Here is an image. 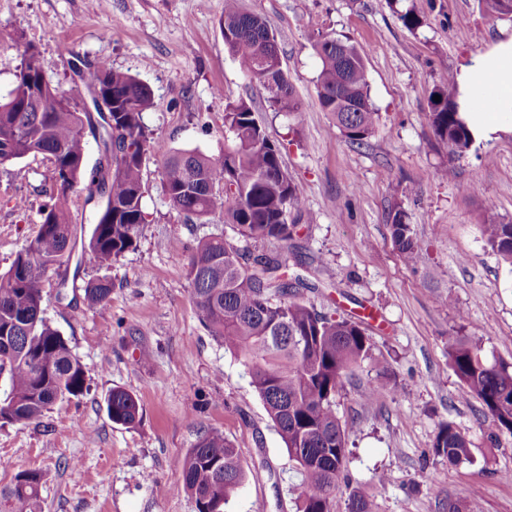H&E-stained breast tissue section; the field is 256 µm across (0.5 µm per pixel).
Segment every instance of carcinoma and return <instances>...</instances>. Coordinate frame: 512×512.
<instances>
[{
    "instance_id": "obj_1",
    "label": "carcinoma",
    "mask_w": 512,
    "mask_h": 512,
    "mask_svg": "<svg viewBox=\"0 0 512 512\" xmlns=\"http://www.w3.org/2000/svg\"><path fill=\"white\" fill-rule=\"evenodd\" d=\"M484 11L512 20V0H479ZM224 45L242 71L256 81L278 111H302L282 67L274 33L259 16L243 11L240 0H224L219 20ZM314 47L321 61L317 99L331 115L345 140L363 146L377 126L368 93L364 55L349 39L320 35ZM41 68L39 55L23 51L21 67L8 96L0 100V165L29 155H42L59 169L60 189L41 206L37 233L26 240L9 269L0 273V339L9 340V360L0 358V377L9 389L0 399V421L28 424L40 420L59 401L78 398L87 390L86 372L67 341L44 317L42 281L48 267H62L70 258L74 239L67 189L90 188L88 198L104 202L83 253L99 267L110 266L136 249L143 209V164L146 155L165 156L164 189L172 208L188 224H204L216 210L224 213L238 238L286 244L297 225L289 223L299 211L300 193L282 164L252 107L244 100L224 108V154L216 161L197 150L172 151L156 142L143 121L153 105L152 91L135 76L115 70L105 61L80 73L89 91L110 97L112 116L122 130L111 142L103 112V152L112 163L85 166V127L92 124L86 108L53 88L30 109L7 108L28 97L31 73ZM455 81L447 73L435 86L440 101L430 100L428 119L437 141L452 158L467 154L475 140L461 119L454 99ZM481 234L501 261L512 267V224L504 222L495 204L482 208ZM392 242L407 265L419 258L421 245L405 214L390 224ZM188 253L186 275L197 315L210 335L224 343L247 367L251 384L274 423L288 455L296 463L300 482L294 489L295 512H334L336 492L348 490V512H376L375 495L350 485L346 470L350 427L336 415V396L346 380L372 356V340L361 323L336 319L317 311L303 299L315 285L301 276L282 278L277 253L251 256L212 234ZM84 301L105 306L112 281H88ZM453 371L491 415L502 435L512 437V366L490 362L481 348L459 336L448 340ZM113 423L131 428L143 409L130 391L116 387L106 398ZM431 454L450 463L471 458L467 436L453 423L439 425ZM182 488L195 499L197 512H228L232 493L245 481L236 448L219 430L200 435L181 465ZM43 474L18 471L0 487V512H42Z\"/></svg>"
}]
</instances>
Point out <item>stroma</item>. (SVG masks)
Segmentation results:
<instances>
[{
    "mask_svg": "<svg viewBox=\"0 0 512 512\" xmlns=\"http://www.w3.org/2000/svg\"><path fill=\"white\" fill-rule=\"evenodd\" d=\"M277 37L282 66L303 104L285 115L225 48L218 21L224 0H0V96L11 89L24 47L40 55L52 84L89 102L74 66L108 61L150 86L145 122L166 148L224 152V107L245 100L301 196L299 229L288 245L259 240L251 255L280 253L283 276L313 284L318 311L363 320L372 357L336 398L350 422L352 485L371 487L377 512H442L447 501H478L483 512H512V437L498 435L481 403L450 366L448 339L481 344L488 359L512 363V268L485 244L479 213L492 200L512 222V135L477 142L449 160L428 123L429 99L442 74L512 36V21L489 17L478 0H241ZM414 11L422 27L400 17ZM349 38L364 53L370 100L378 114L367 145L346 142L317 104L318 35ZM453 164L456 176L438 178ZM0 165V273L39 228L52 188L43 156ZM147 222L138 245L108 267L84 258L100 199L69 197L77 249L43 282L45 316L83 364L84 395L57 403L39 421L0 425V485L22 469L44 475V512H196L175 492L183 459L198 437L224 432L247 478L230 512H294V463L239 359L200 323L186 277V253L223 234L239 238L221 214L188 224L169 205L164 159L143 165ZM422 244L416 266L402 262L389 224L395 211ZM112 281L108 305L83 302L88 280ZM451 298L452 307L439 305ZM384 392L364 399L379 369ZM115 387L143 408L132 428L113 424L105 400ZM467 435L472 462L433 458L440 422Z\"/></svg>",
    "mask_w": 512,
    "mask_h": 512,
    "instance_id": "1",
    "label": "stroma"
}]
</instances>
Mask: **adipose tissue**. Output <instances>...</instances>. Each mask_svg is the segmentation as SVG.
<instances>
[{
    "mask_svg": "<svg viewBox=\"0 0 512 512\" xmlns=\"http://www.w3.org/2000/svg\"><path fill=\"white\" fill-rule=\"evenodd\" d=\"M456 81L460 113L475 138L512 135V37L462 63Z\"/></svg>",
    "mask_w": 512,
    "mask_h": 512,
    "instance_id": "adipose-tissue-1",
    "label": "adipose tissue"
}]
</instances>
